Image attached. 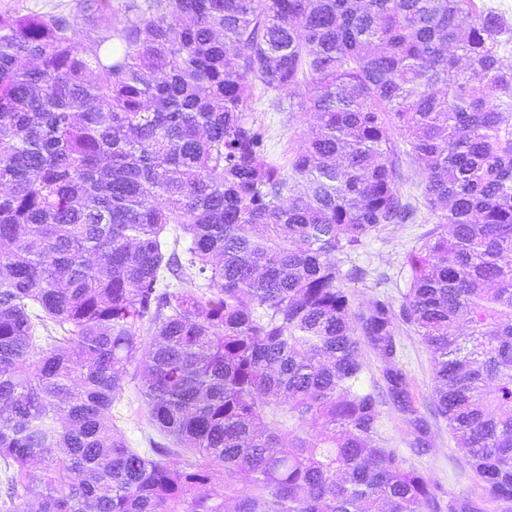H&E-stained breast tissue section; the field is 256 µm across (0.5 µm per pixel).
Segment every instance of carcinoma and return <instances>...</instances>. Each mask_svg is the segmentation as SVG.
Wrapping results in <instances>:
<instances>
[{"mask_svg":"<svg viewBox=\"0 0 512 512\" xmlns=\"http://www.w3.org/2000/svg\"><path fill=\"white\" fill-rule=\"evenodd\" d=\"M80 15H0V509L440 512L363 383V340L391 358L399 322L473 508L512 505V22L476 0ZM264 97L307 116L298 150L268 148ZM421 221L399 309L359 299L346 259ZM129 384L145 448L112 416Z\"/></svg>","mask_w":512,"mask_h":512,"instance_id":"cac0c4a2","label":"carcinoma"}]
</instances>
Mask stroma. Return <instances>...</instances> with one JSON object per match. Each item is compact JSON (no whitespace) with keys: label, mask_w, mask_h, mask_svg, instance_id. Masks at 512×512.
Returning <instances> with one entry per match:
<instances>
[{"label":"stroma","mask_w":512,"mask_h":512,"mask_svg":"<svg viewBox=\"0 0 512 512\" xmlns=\"http://www.w3.org/2000/svg\"><path fill=\"white\" fill-rule=\"evenodd\" d=\"M263 120L271 130V148L283 151L299 147L306 118L299 112H266ZM424 224L389 226L379 238L371 240L364 249L352 254V264L368 267L389 277L387 284L371 289L374 297L400 302L399 268L406 250L418 244L427 232ZM397 353L394 359H385L372 344L363 347V358L368 365L366 382L371 386L384 383V372L389 366L399 368L406 381V390L413 407L404 412L394 403L384 407L382 431L400 458L431 481L444 512H458L463 496L477 492L479 480L466 458L456 446L447 422L437 415L434 407V380L431 354L407 326H399L394 336ZM423 421L422 430H415L412 417Z\"/></svg>","instance_id":"35a3bbf8"}]
</instances>
